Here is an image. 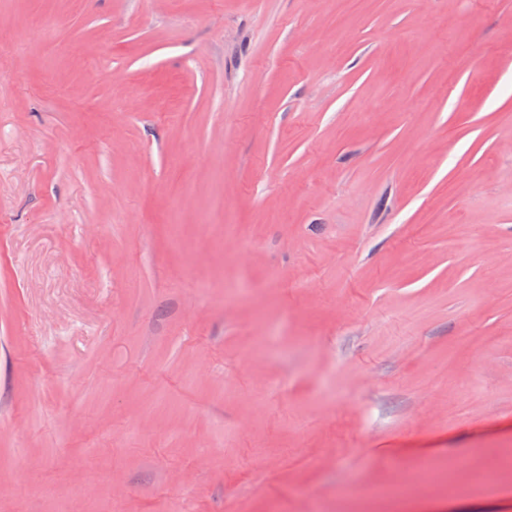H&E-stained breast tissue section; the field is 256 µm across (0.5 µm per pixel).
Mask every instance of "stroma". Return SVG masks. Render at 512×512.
Listing matches in <instances>:
<instances>
[{"mask_svg": "<svg viewBox=\"0 0 512 512\" xmlns=\"http://www.w3.org/2000/svg\"><path fill=\"white\" fill-rule=\"evenodd\" d=\"M0 512H512V0H0Z\"/></svg>", "mask_w": 512, "mask_h": 512, "instance_id": "obj_1", "label": "stroma"}]
</instances>
